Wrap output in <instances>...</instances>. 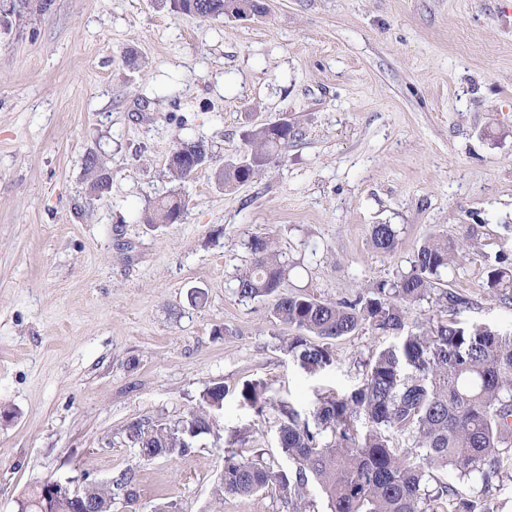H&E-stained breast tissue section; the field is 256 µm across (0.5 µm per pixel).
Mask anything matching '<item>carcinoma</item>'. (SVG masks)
I'll use <instances>...</instances> for the list:
<instances>
[{
    "label": "carcinoma",
    "instance_id": "cac0c4a2",
    "mask_svg": "<svg viewBox=\"0 0 512 512\" xmlns=\"http://www.w3.org/2000/svg\"><path fill=\"white\" fill-rule=\"evenodd\" d=\"M162 6L201 20L237 12L236 0H162ZM297 135L286 120L256 126L242 159L218 168L216 180L226 187L252 181L275 148ZM211 161L203 142L178 137L168 169L183 183ZM84 166L91 193L109 188L110 177L98 156L87 154ZM187 203L186 196L174 192L145 210L142 222L178 224ZM370 240L378 251L391 253L399 235L392 224H374ZM248 249L252 259L236 277V292L242 298H274L272 317L281 326V347L307 372L331 364V339L362 328L407 334L400 346L369 362L360 388L318 398L308 417L282 408L278 443L290 468L273 459L224 451V476L214 490L216 497L249 496L272 488L288 512H309L307 488L314 482L330 512H499L490 493L512 474V336L441 320L429 321L426 328L408 323L410 307L435 291L443 270L459 265V245L446 235L432 234L415 250L408 271L393 280L371 281L353 298L339 302L283 289L288 268L269 237L251 236ZM487 284L494 295L512 299V262L507 256L499 257L488 271ZM238 393L259 412L268 405L259 381L243 382ZM225 394V386L217 383L177 423L136 424L130 438L147 461L182 455L195 438L211 430V411L223 406ZM361 420L366 424L363 431L357 427ZM389 428L404 447L386 434ZM448 467L461 477L478 476L480 494L461 497L445 484L429 489L433 472ZM115 484L128 485L126 476L105 484L90 482L84 496L96 503L98 512H111ZM19 506L21 512H78L73 501L46 499L42 481Z\"/></svg>",
    "mask_w": 512,
    "mask_h": 512
}]
</instances>
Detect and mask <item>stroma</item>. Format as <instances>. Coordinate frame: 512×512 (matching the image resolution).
Listing matches in <instances>:
<instances>
[{
    "mask_svg": "<svg viewBox=\"0 0 512 512\" xmlns=\"http://www.w3.org/2000/svg\"><path fill=\"white\" fill-rule=\"evenodd\" d=\"M41 1L0 21V512L40 479L124 472L114 512L129 489L144 512H282L267 491L213 497L225 450L278 456L282 406L305 416L357 389L398 339L359 330L305 372L279 347L272 298L236 293L251 235L273 238L285 290L337 302L447 233L463 259L441 287L467 304L432 296L410 321L512 333V301L487 286L512 258V0H269L251 21ZM276 120L302 135L253 181H172L175 137L221 166ZM90 152L112 175L96 196ZM176 190L180 223H140ZM375 224L395 225V252L373 248ZM247 380L264 383V411L239 398ZM217 383L212 431L144 460L130 427L181 420Z\"/></svg>",
    "mask_w": 512,
    "mask_h": 512,
    "instance_id": "obj_1",
    "label": "stroma"
}]
</instances>
